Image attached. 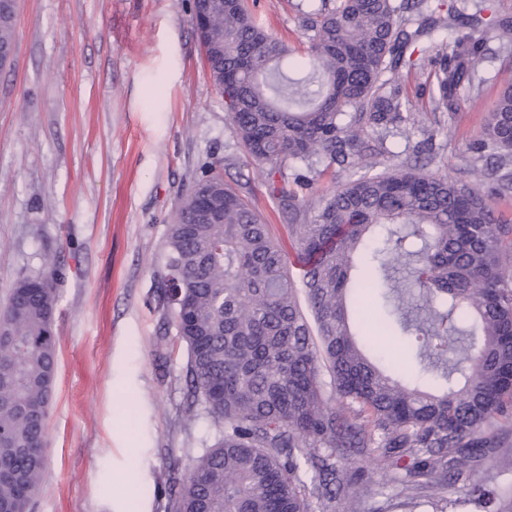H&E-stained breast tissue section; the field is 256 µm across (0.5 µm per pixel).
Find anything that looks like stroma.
I'll use <instances>...</instances> for the list:
<instances>
[{
	"label": "stroma",
	"instance_id": "obj_1",
	"mask_svg": "<svg viewBox=\"0 0 512 512\" xmlns=\"http://www.w3.org/2000/svg\"><path fill=\"white\" fill-rule=\"evenodd\" d=\"M318 4L249 7L303 63L299 17ZM15 39L0 70V302L51 269L57 298L58 368L31 512H168L171 485L216 436L209 416L186 410V348L158 301L168 224L215 159L273 224L277 201L237 145L189 0H19ZM486 48L481 82L453 114L430 111L427 70L400 76L402 121L363 132L382 165L479 181L468 147L512 83V44ZM362 344L376 363L438 388L397 325ZM487 467L508 505L512 432ZM124 480L141 485L140 501L121 495Z\"/></svg>",
	"mask_w": 512,
	"mask_h": 512
}]
</instances>
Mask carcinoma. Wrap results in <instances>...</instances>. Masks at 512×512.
I'll list each match as a JSON object with an SVG mask.
<instances>
[{
    "label": "carcinoma",
    "mask_w": 512,
    "mask_h": 512,
    "mask_svg": "<svg viewBox=\"0 0 512 512\" xmlns=\"http://www.w3.org/2000/svg\"><path fill=\"white\" fill-rule=\"evenodd\" d=\"M319 0L300 17L312 72L279 69L285 44L244 0H193V18L237 144L279 201L293 252L251 200L207 163L177 204L165 241L160 303L187 347L192 414L215 442L173 484L170 512H336L353 449L396 487L392 512L470 503L502 512L471 480L512 423V226L489 195L512 191V86L489 114L469 165L488 190L398 163L377 170L364 127L402 120L395 75L424 67L419 43L459 18L479 33L441 43L434 112H455L475 85L482 46L512 44V19L474 4ZM318 84L317 90L311 85ZM347 177L309 197L315 178ZM56 273L18 281L0 308V512H28L57 365ZM385 288L415 357L444 384L429 392L373 363L357 344L347 299ZM462 483V496L435 492Z\"/></svg>",
    "instance_id": "cac0c4a2"
}]
</instances>
